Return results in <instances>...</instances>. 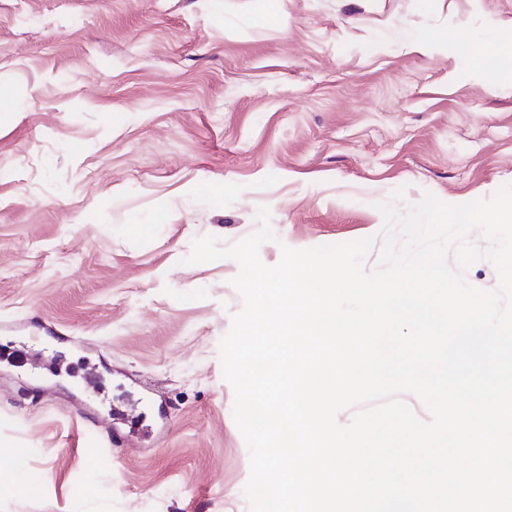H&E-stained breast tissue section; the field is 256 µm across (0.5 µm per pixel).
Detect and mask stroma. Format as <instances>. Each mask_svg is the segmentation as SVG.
<instances>
[{"mask_svg":"<svg viewBox=\"0 0 512 512\" xmlns=\"http://www.w3.org/2000/svg\"><path fill=\"white\" fill-rule=\"evenodd\" d=\"M491 20L512 0H0V444L40 482L0 512H249L238 265L192 243L265 206L273 266L382 237L396 189L512 185V78L468 52Z\"/></svg>","mask_w":512,"mask_h":512,"instance_id":"1","label":"stroma"}]
</instances>
